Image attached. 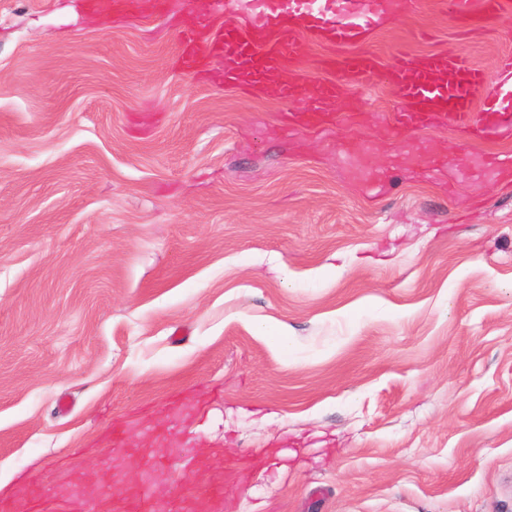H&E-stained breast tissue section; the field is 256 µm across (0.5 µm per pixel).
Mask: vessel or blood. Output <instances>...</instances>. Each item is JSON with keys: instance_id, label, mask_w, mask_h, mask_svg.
Listing matches in <instances>:
<instances>
[{"instance_id": "1", "label": "vessel or blood", "mask_w": 512, "mask_h": 512, "mask_svg": "<svg viewBox=\"0 0 512 512\" xmlns=\"http://www.w3.org/2000/svg\"><path fill=\"white\" fill-rule=\"evenodd\" d=\"M419 0H248L246 16L227 12L191 15L180 29V65L200 78L221 72L226 86L253 97L275 96L285 106L290 131L310 134L343 124L361 128L369 112L364 91L390 88L399 105L387 113L388 132L411 140L415 133L447 127L468 145L512 140V53L493 67L475 64L452 49L413 54L411 42L430 38L416 21ZM449 27L479 33L512 26V0H430ZM93 11L127 18L138 0H90ZM405 24L388 61L367 47L373 33ZM286 82L268 87L269 71ZM216 473L196 470L188 484L148 480L134 487L121 512H182L186 502L220 500Z\"/></svg>"}]
</instances>
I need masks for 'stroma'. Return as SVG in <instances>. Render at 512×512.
<instances>
[{"mask_svg":"<svg viewBox=\"0 0 512 512\" xmlns=\"http://www.w3.org/2000/svg\"><path fill=\"white\" fill-rule=\"evenodd\" d=\"M161 17L0 0V474L112 472L122 422L159 481L235 475L209 512H512V180L439 128L281 137L282 108L177 64ZM439 46L491 65L512 29ZM443 160L427 172L426 158ZM287 331L289 351L271 337Z\"/></svg>","mask_w":512,"mask_h":512,"instance_id":"stroma-1","label":"stroma"}]
</instances>
